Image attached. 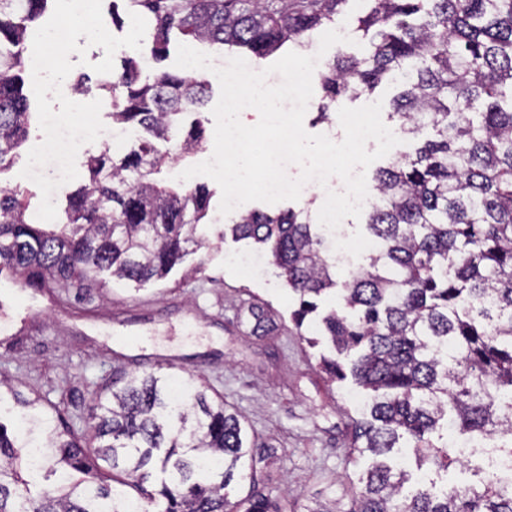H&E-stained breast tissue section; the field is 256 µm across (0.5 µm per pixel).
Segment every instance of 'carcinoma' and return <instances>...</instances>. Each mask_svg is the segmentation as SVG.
<instances>
[{
  "label": "carcinoma",
  "instance_id": "1",
  "mask_svg": "<svg viewBox=\"0 0 512 512\" xmlns=\"http://www.w3.org/2000/svg\"><path fill=\"white\" fill-rule=\"evenodd\" d=\"M127 14L150 24L156 61L171 35L245 50L263 59L332 25L348 0H125ZM355 31L362 55L339 53L319 74V118L344 96L372 93L400 74L393 100L398 130L418 146L376 170V201L366 229L380 247L336 280L324 235L303 209L275 215L240 211L232 236L263 247L294 293L291 321L325 336L334 354L318 367L352 377L370 394L369 414L351 419L349 453L369 455L348 507L336 500L306 512H512V483L489 473L459 494L419 489L401 495L407 473L389 462L406 439L418 462H456L432 439L440 422L465 439L505 438L512 454V0H369ZM49 0H0V171L27 140L33 82L24 57L29 24ZM112 124L148 137L86 162L85 183L67 194L65 222L26 219L20 188H0V268L25 273L35 290L56 282L83 290L110 282L143 285L165 278L204 239L210 192L203 183L165 179L168 154L202 141L205 77L159 67L142 80L134 61L112 70ZM338 305L325 314L318 301ZM254 333L274 328L263 306L247 307ZM192 379L174 394L172 376L120 373L90 406L80 430L59 432L36 401L15 397L46 434V466L69 481L32 493L22 478L27 440L0 422V512H124L126 502L155 512H288L260 488L278 458L238 410ZM249 471L250 489L233 501L227 488Z\"/></svg>",
  "mask_w": 512,
  "mask_h": 512
}]
</instances>
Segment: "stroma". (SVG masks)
I'll list each match as a JSON object with an SVG mask.
<instances>
[{
    "mask_svg": "<svg viewBox=\"0 0 512 512\" xmlns=\"http://www.w3.org/2000/svg\"><path fill=\"white\" fill-rule=\"evenodd\" d=\"M103 27L87 34L75 26L69 45L60 51L61 65L50 82L73 80L77 74L107 76L123 58H134L143 73L156 68L150 49L134 37V21L112 22V0H93ZM75 129L71 171L63 191L53 192V164L39 165L34 141H27L7 168L0 187L27 193L28 215L39 224L63 219L65 194L82 181L84 161L99 153L101 143L90 130L110 124V108L97 96L83 98ZM39 165L33 180L25 169ZM211 221L203 228L205 247L190 253L163 280L133 289L111 285L77 297L75 289L53 286L50 303L26 319H0V422L18 424L13 396L39 399L57 406L59 429H80L95 394L120 372L163 370L205 380L226 403L240 411L254 432L280 449L281 460L267 489L287 494L296 512L318 494L344 499L351 479L367 459L351 462L346 435L351 418L359 417L356 397L363 390L346 380L330 381L317 363L327 347H312L296 335L289 319L292 292L273 267L261 263L250 240L226 234L237 213L219 212L221 189L208 181ZM255 302L273 315L276 326L255 336L239 324L242 303ZM488 449L470 448L448 471L417 466L411 449L395 454L397 464L415 471L431 490L459 484L476 485L488 472Z\"/></svg>",
    "mask_w": 512,
    "mask_h": 512,
    "instance_id": "1",
    "label": "stroma"
}]
</instances>
